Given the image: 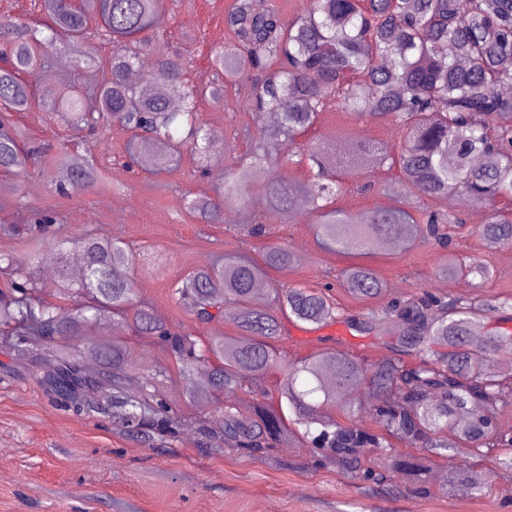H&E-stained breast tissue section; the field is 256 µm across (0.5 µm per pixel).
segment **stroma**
I'll use <instances>...</instances> for the list:
<instances>
[{"mask_svg": "<svg viewBox=\"0 0 512 512\" xmlns=\"http://www.w3.org/2000/svg\"><path fill=\"white\" fill-rule=\"evenodd\" d=\"M231 2L166 0L159 31L177 46L192 39L191 74L205 73L211 48L230 41L224 13ZM35 95L33 108L17 116L30 138L92 159L103 179L91 191L64 197L38 173L24 181L0 173V224L20 223L38 207L55 212L64 236L77 238L89 231L118 236L134 254L127 273L137 301L151 305L169 329L203 339L237 335L227 315L200 323L176 300L172 288L219 255L258 256L261 240L240 229L248 212L227 211L220 224L190 215L186 193L210 189L209 182L196 176L191 154H183L170 170L156 172L144 164L127 168L128 131L117 125L77 131L57 123L44 110L56 94L46 91L40 74L35 77ZM200 113L207 131L221 134L213 143L219 165L246 157L251 142L242 129L253 123L246 93L228 90L223 104L201 102ZM339 138L360 143L366 160L357 171H343L340 206L356 213L392 205L420 206L397 170L380 168L370 160V146L399 148L401 135L391 121L329 108L304 140L327 150ZM443 208L462 219L451 230V252L466 262L487 265L493 272L490 279L467 282L443 276L440 266L446 253L430 241L409 251L397 247L386 252L375 246L361 261L386 281L387 291L374 299L355 298L338 285L342 269L353 264V257L322 249L315 217L303 207L291 223L271 226V240L288 245L297 261L286 270L271 272L267 282L281 288L333 284L336 302L348 314L427 289L476 300L512 297V246L487 245L474 231L473 208L453 200ZM115 337L128 345L144 373L157 376L156 389L179 421L178 432L146 442L106 415L76 414L44 382L56 369L50 352L22 355L0 346V512H512V471L483 458L476 461L485 477L483 492L462 497L453 483L444 488L432 481L418 489L395 474L378 484L355 480L307 448H268L252 456L225 446H195L198 422L211 417L220 397L194 403L175 359L151 339L136 335L124 319L117 317L91 330L97 343ZM332 344L372 361L389 354L372 337L341 322L319 329L288 324L276 347L293 361Z\"/></svg>", "mask_w": 512, "mask_h": 512, "instance_id": "1", "label": "stroma"}]
</instances>
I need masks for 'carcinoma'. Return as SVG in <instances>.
<instances>
[{
	"instance_id": "1",
	"label": "carcinoma",
	"mask_w": 512,
	"mask_h": 512,
	"mask_svg": "<svg viewBox=\"0 0 512 512\" xmlns=\"http://www.w3.org/2000/svg\"><path fill=\"white\" fill-rule=\"evenodd\" d=\"M163 0H41V17L20 22L0 19V170L27 174L34 152L26 148L27 132L13 116L31 109L34 87L28 78L58 67L65 72L104 64L105 84L88 80L75 88L64 80L54 106L75 129L117 124L133 133L129 153L168 167L184 149L195 156L201 172L213 174V145L201 121L198 102L224 101L226 84L250 86L257 136L252 160L217 173L215 195L187 198L189 214L208 224L224 223V210L254 208L261 217L244 226L250 237L269 235L262 218L270 214L286 224L299 201L317 215L320 245L345 255H364L379 240L410 247L433 238L448 245L440 225L459 218L434 210L420 217L406 208L352 214L336 206L344 192L340 171L360 162L348 140H338L331 155L298 142L328 107L357 117L389 119L401 131L399 150L381 145L379 164L398 168L416 197L441 202L463 196L487 211L478 233L489 244H512V97L500 88L512 85V0H310L309 9L284 19L278 9H259L254 0H232L224 27L233 42L215 47L210 56L212 80L194 84L186 55L170 50L154 29L161 23ZM112 40V55L97 57L92 38ZM153 57L147 75L161 86L148 94L132 86L128 75ZM274 112L278 122L262 125ZM288 143V154L280 152ZM310 162L309 178L290 179L277 172L285 164ZM267 180L252 188L257 169ZM57 192L89 190L103 178L94 162L68 151L50 157L45 178ZM57 217L47 210L30 211V223L0 230L36 232V245L56 254L54 293L89 299L64 315L45 300L46 287L23 260L0 255V272L12 277L10 293H0V322L9 325L17 347H34L53 336L80 339L90 329L124 313L134 331L156 337L179 360L182 375L208 368V386L224 394V406L204 430L209 441L247 452L293 448L305 440L350 468L355 480L379 481L383 474L363 462L377 453L387 469L414 484L433 478L428 462L451 463L458 478L477 492L483 482L472 454L489 455L512 440L490 427L499 412L512 406V332H487L486 315L512 310V297L494 303L427 292L410 302H397L361 316L344 318L356 332L373 336L399 352V357L367 363L347 351L324 348L288 367L277 399L263 394L242 410L233 402L249 376H263L279 361L273 341L285 322L321 327L341 318L329 294L291 287L272 289V306L253 305L257 282L272 271L290 267L296 258L284 243L264 246L260 259L227 255L177 282L173 294L201 322L224 316L231 307L236 336L203 342L191 334L174 335L153 308L137 303L132 281L123 267L132 261L126 243L108 234H86L77 240L84 259L80 280L71 278L66 239L51 232ZM450 279H487L485 265H466L448 255L441 265ZM340 285L363 299L379 297L387 288L364 264L344 269ZM101 359L95 378H87L79 355L59 359L46 383L67 392L78 411L113 416L134 434L165 429L173 418L161 399L148 392L130 396L125 385L136 370L120 340L109 349L87 347ZM370 385L378 402L369 432L328 415L344 392ZM457 430L463 447L448 445V428ZM397 439L424 450L421 456L395 455Z\"/></svg>"
}]
</instances>
